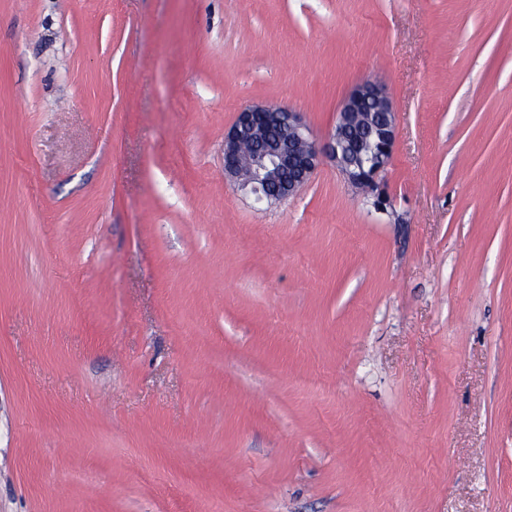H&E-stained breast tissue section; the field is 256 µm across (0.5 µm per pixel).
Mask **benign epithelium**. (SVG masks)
Wrapping results in <instances>:
<instances>
[{
	"label": "benign epithelium",
	"mask_w": 512,
	"mask_h": 512,
	"mask_svg": "<svg viewBox=\"0 0 512 512\" xmlns=\"http://www.w3.org/2000/svg\"><path fill=\"white\" fill-rule=\"evenodd\" d=\"M354 130L374 133L371 154L346 150ZM396 140L395 114L384 89L359 84L343 100L326 151H321L299 113L274 104L255 103L238 112L224 131V176L249 190L256 202L271 204L294 196L328 157L352 186L376 191L390 166Z\"/></svg>",
	"instance_id": "obj_1"
}]
</instances>
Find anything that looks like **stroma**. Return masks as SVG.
Masks as SVG:
<instances>
[{
  "mask_svg": "<svg viewBox=\"0 0 512 512\" xmlns=\"http://www.w3.org/2000/svg\"><path fill=\"white\" fill-rule=\"evenodd\" d=\"M364 80L386 210L225 180ZM0 512H512V0H0ZM323 154L299 112L280 105L252 104L224 132V176L248 189L258 203L294 196L311 181Z\"/></svg>",
  "mask_w": 512,
  "mask_h": 512,
  "instance_id": "35a3bbf8",
  "label": "stroma"
}]
</instances>
